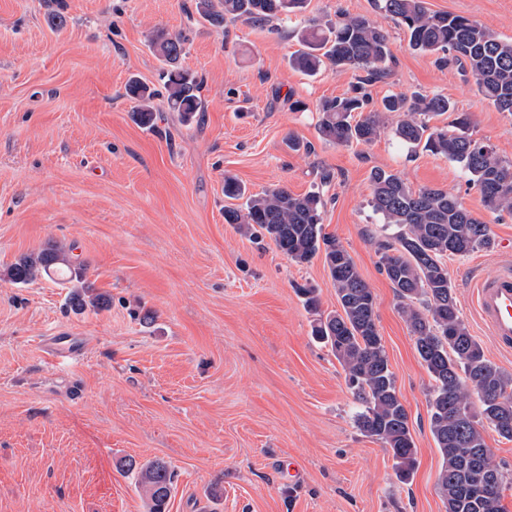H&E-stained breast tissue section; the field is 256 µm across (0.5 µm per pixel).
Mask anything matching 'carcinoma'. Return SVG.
<instances>
[{"label": "carcinoma", "instance_id": "carcinoma-1", "mask_svg": "<svg viewBox=\"0 0 512 512\" xmlns=\"http://www.w3.org/2000/svg\"><path fill=\"white\" fill-rule=\"evenodd\" d=\"M304 4L305 0H199L201 13L217 24L228 18L264 25ZM378 8L403 30L411 49L435 56L441 67L455 66L471 74L485 100L512 114V40L499 38L466 16L432 11L425 0H379ZM299 42L301 49L293 55L292 65L303 73H314L326 62L366 73L351 93L324 99L317 106L318 132L324 141L336 146L370 145L385 132L380 112L401 114L394 130L399 139L458 163L466 182L489 210L512 215V161L469 134V114H458L442 128L429 125L433 118L455 111L450 98L393 94L383 98L381 109L365 111L366 85L388 76L385 63L392 57L388 33L381 26L340 12L330 27L314 22L305 26ZM152 46L167 66L163 89L169 108L179 113L182 123H192L203 102L198 95L200 82L179 65L184 38L159 33ZM126 95L137 102L136 120L145 127L155 126L151 102L158 90L132 80ZM370 182L372 210L383 224L395 228L378 243L380 268L395 288L417 354L433 381L430 430L442 458L438 492L447 512H505L501 503L505 475L493 460L485 433L491 429L512 440V375L487 358L461 319L447 266L449 258L490 248L489 227L446 189H416L399 173L381 168L372 170ZM245 192L237 178L224 176V197L246 198L243 206L224 209L227 223L239 225L245 233L258 230L298 264L323 254L339 309L323 315L316 289H299L306 307L318 315L312 336L330 349L345 372L359 404L357 427L385 445L399 479L409 480L417 448L379 335L375 296L348 251L324 232L325 203L320 191L294 194L277 186L249 197ZM54 266L68 281L84 284L86 265L57 244L20 258L8 275L13 282L25 284ZM475 396L481 403L478 416L472 413ZM127 467L136 471L147 512H166L174 485L170 467L161 460L140 465L130 461ZM480 480L493 482L496 489L476 493Z\"/></svg>", "mask_w": 512, "mask_h": 512}]
</instances>
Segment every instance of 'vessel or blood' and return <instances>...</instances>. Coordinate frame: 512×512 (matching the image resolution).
Segmentation results:
<instances>
[{"label": "vessel or blood", "mask_w": 512, "mask_h": 512, "mask_svg": "<svg viewBox=\"0 0 512 512\" xmlns=\"http://www.w3.org/2000/svg\"><path fill=\"white\" fill-rule=\"evenodd\" d=\"M474 306L482 326L497 349L512 350V262L507 261L490 276H477L473 290ZM47 352L52 361L81 359L84 347L69 332L49 337Z\"/></svg>", "instance_id": "1"}]
</instances>
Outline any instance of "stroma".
<instances>
[{"mask_svg":"<svg viewBox=\"0 0 512 512\" xmlns=\"http://www.w3.org/2000/svg\"><path fill=\"white\" fill-rule=\"evenodd\" d=\"M198 0H0V512H146L125 463L159 459L175 474L169 512H446L442 463L429 424L432 380L377 243L370 173L459 195L489 225L493 245L448 261L459 312L487 357L512 374L473 303L475 272L492 273L512 248V216L488 211L459 166L413 152L386 115L375 143L334 146L317 130L321 99L347 92L352 71L293 69L296 32L337 10L385 29L393 56L367 91L442 94L471 113L473 138L512 160V114L474 78L411 50L376 0H307L260 28L216 26ZM512 40V0H426ZM66 23L55 28L53 14ZM182 33L183 69L202 85L204 110L186 125L164 96L155 128L138 124L129 80L160 87L157 31ZM298 138L303 150L288 148ZM330 173L321 183V173ZM247 194L320 188L322 224L376 296V317L410 415L417 466L400 482L383 443L361 432L345 374L311 336L297 286L338 307L321 259L289 260L266 238L224 220V177ZM71 247L90 296L49 273L18 285L9 268L48 244ZM67 330L85 347L66 368L44 340Z\"/></svg>","mask_w":512,"mask_h":512,"instance_id":"stroma-1","label":"stroma"}]
</instances>
